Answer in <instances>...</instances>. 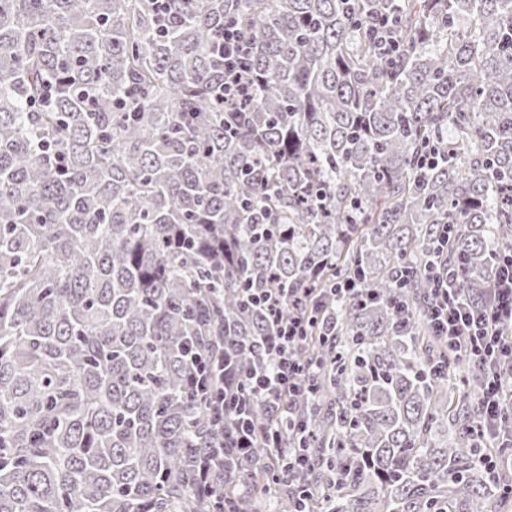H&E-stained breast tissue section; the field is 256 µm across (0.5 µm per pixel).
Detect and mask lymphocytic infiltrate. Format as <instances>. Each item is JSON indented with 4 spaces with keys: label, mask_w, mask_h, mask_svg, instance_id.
<instances>
[{
    "label": "lymphocytic infiltrate",
    "mask_w": 512,
    "mask_h": 512,
    "mask_svg": "<svg viewBox=\"0 0 512 512\" xmlns=\"http://www.w3.org/2000/svg\"><path fill=\"white\" fill-rule=\"evenodd\" d=\"M251 48L237 28L225 26L224 39L213 54L224 68V83L219 96L228 112H240L253 92L251 70L247 64ZM252 304L264 311L271 322L270 333L260 339V350L268 357L266 365L239 370L225 364L223 356L191 354L187 372L196 385L214 392L212 411L216 425L224 423V405L233 403L236 424L229 445L234 452L247 455L258 433L248 414L252 397L258 396L277 408L296 404L309 387L313 370L299 357V348L307 339L320 313L306 305L305 292L293 295L292 311L281 317L283 297L276 288H256ZM430 319L437 335L458 345L460 357L480 373L481 399L477 411L479 437L495 435L496 424L507 410L512 395V241L498 248V271L490 290V299L479 312L459 301L446 279H438ZM288 427L298 440L294 447H283L280 438L270 446L281 467L282 480L312 468V459L302 445L305 425L289 418Z\"/></svg>",
    "instance_id": "lymphocytic-infiltrate-1"
}]
</instances>
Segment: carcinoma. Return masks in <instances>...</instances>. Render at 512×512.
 <instances>
[{
  "instance_id": "obj_1",
  "label": "carcinoma",
  "mask_w": 512,
  "mask_h": 512,
  "mask_svg": "<svg viewBox=\"0 0 512 512\" xmlns=\"http://www.w3.org/2000/svg\"><path fill=\"white\" fill-rule=\"evenodd\" d=\"M165 3L0 0V512H295L261 440L201 486L221 432L181 360L260 361L243 294L267 287L329 297L301 347L316 512H488L512 477L479 461L475 372L428 313L445 270L482 305L512 240V0ZM250 52L238 29L224 26V39L215 45L212 53L224 68V85L217 96L223 98L226 112H245L244 101L252 95V75L247 64Z\"/></svg>"
}]
</instances>
